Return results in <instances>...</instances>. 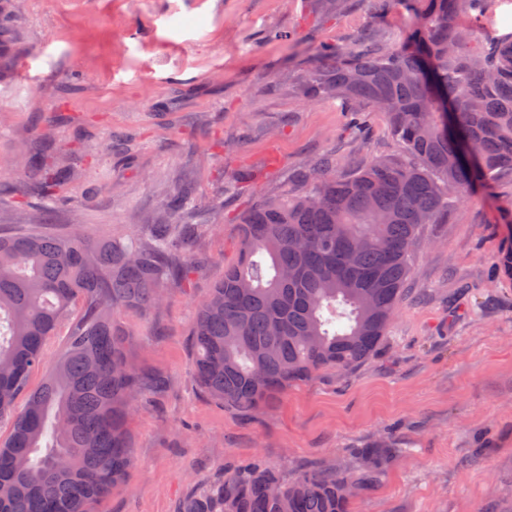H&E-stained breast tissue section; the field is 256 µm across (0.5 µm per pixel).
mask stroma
Returning a JSON list of instances; mask_svg holds the SVG:
<instances>
[{"instance_id": "1", "label": "stroma", "mask_w": 512, "mask_h": 512, "mask_svg": "<svg viewBox=\"0 0 512 512\" xmlns=\"http://www.w3.org/2000/svg\"><path fill=\"white\" fill-rule=\"evenodd\" d=\"M411 25L371 0H26L0 34L1 231L40 213L53 233L77 220L117 240L146 234L166 187L193 201L187 280L160 284L149 313H114L145 389L130 476L95 512H178L253 462L353 472L383 441L400 453L349 512H512V277L496 265L512 247L511 174L425 228L390 332L357 369L320 371L250 415L194 375L192 325L237 257V216L299 194L322 155L342 175L405 157L382 113L355 135L340 99L307 95L315 48L387 50ZM56 153L75 173L48 188Z\"/></svg>"}]
</instances>
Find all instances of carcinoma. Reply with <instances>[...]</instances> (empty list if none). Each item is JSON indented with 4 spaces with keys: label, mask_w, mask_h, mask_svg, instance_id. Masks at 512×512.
I'll use <instances>...</instances> for the list:
<instances>
[{
    "label": "carcinoma",
    "mask_w": 512,
    "mask_h": 512,
    "mask_svg": "<svg viewBox=\"0 0 512 512\" xmlns=\"http://www.w3.org/2000/svg\"><path fill=\"white\" fill-rule=\"evenodd\" d=\"M492 0H375L413 20L382 52L369 39L320 48L311 97L389 119L410 161L378 159L336 175L315 160L305 191L264 197L239 218L237 260L202 302L193 328L194 374L224 406L249 413L323 369L347 371L384 342L427 224H440L473 188L512 173V35L478 38L458 23ZM52 181L73 166L52 156ZM186 196L144 242L0 234V512H92L132 466L127 416L141 378L128 333L112 313L147 312L155 285L193 269L178 223ZM71 319L37 386L51 339ZM22 410H15L18 398ZM398 450L360 449V475L304 471L288 479L254 463L186 497L179 512H348Z\"/></svg>",
    "instance_id": "1"
}]
</instances>
